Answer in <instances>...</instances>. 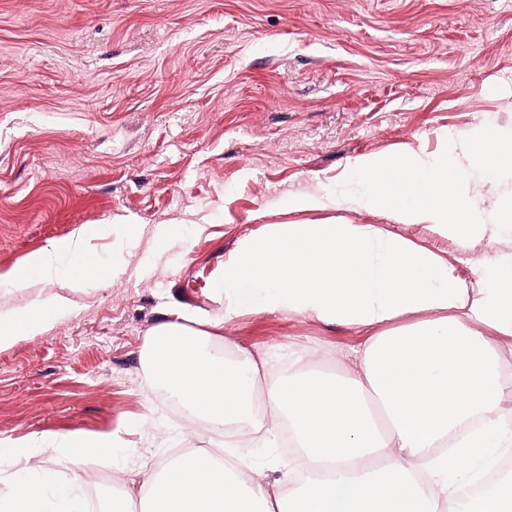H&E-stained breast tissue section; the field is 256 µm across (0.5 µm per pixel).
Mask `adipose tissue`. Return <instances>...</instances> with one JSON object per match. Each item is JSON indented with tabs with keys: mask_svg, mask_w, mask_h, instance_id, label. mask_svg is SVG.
Listing matches in <instances>:
<instances>
[{
	"mask_svg": "<svg viewBox=\"0 0 512 512\" xmlns=\"http://www.w3.org/2000/svg\"><path fill=\"white\" fill-rule=\"evenodd\" d=\"M256 311L372 328L342 372L289 352L287 377L270 356L218 351L224 325ZM70 312L56 296L0 313V349ZM418 322L393 327L394 319ZM512 340V253L477 281L437 253L371 224H275L224 264L218 315L154 328L142 358L150 378L193 416L236 439L293 447L275 478L225 449L191 448L141 480L143 512H512V481L462 498L512 454V376L499 365ZM0 512H71L41 480L0 498Z\"/></svg>",
	"mask_w": 512,
	"mask_h": 512,
	"instance_id": "adipose-tissue-1",
	"label": "adipose tissue"
}]
</instances>
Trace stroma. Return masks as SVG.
Segmentation results:
<instances>
[{"mask_svg": "<svg viewBox=\"0 0 512 512\" xmlns=\"http://www.w3.org/2000/svg\"><path fill=\"white\" fill-rule=\"evenodd\" d=\"M487 123L512 128V0H0V312L72 307L0 350V492L23 474L20 448L83 503L99 472L135 496L143 464L223 442L164 409L142 351L154 327L221 310L227 255L267 225L374 224L476 279L487 239L464 253L424 224L281 202ZM49 248L51 268L13 287ZM84 256L117 272L74 292ZM370 335L270 311L222 333L331 369ZM111 431L115 447H90Z\"/></svg>", "mask_w": 512, "mask_h": 512, "instance_id": "1", "label": "stroma"}]
</instances>
